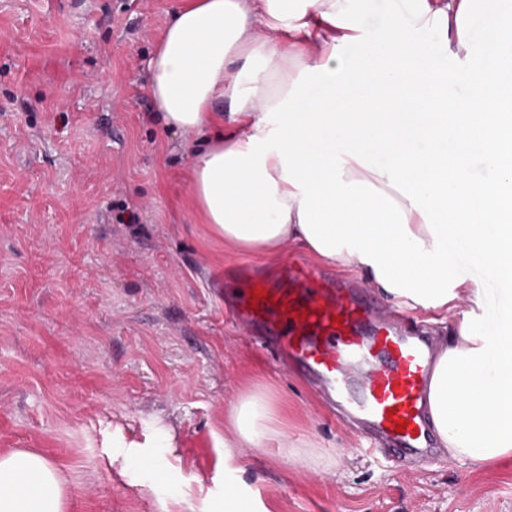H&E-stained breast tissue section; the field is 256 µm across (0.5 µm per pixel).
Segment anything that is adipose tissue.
<instances>
[{
	"instance_id": "adipose-tissue-1",
	"label": "adipose tissue",
	"mask_w": 512,
	"mask_h": 512,
	"mask_svg": "<svg viewBox=\"0 0 512 512\" xmlns=\"http://www.w3.org/2000/svg\"><path fill=\"white\" fill-rule=\"evenodd\" d=\"M433 29L458 62L450 75L429 62ZM149 68L164 125L195 137L191 203L209 239L263 258L301 247L397 305L454 322L435 339L425 420L447 461L512 460V315L484 335L482 292L448 262L454 232L512 278V0H415L410 19H390L372 42L353 0H182ZM452 80L467 95H450ZM475 155L490 179L471 177ZM282 426L274 395L241 393L224 413L225 465L234 449L273 441L291 466L327 468L317 449L289 446ZM71 509L59 465L0 453V512Z\"/></svg>"
}]
</instances>
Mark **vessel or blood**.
I'll return each mask as SVG.
<instances>
[{
  "instance_id": "b4317fda",
  "label": "vessel or blood",
  "mask_w": 512,
  "mask_h": 512,
  "mask_svg": "<svg viewBox=\"0 0 512 512\" xmlns=\"http://www.w3.org/2000/svg\"><path fill=\"white\" fill-rule=\"evenodd\" d=\"M210 281L217 297H232L243 332L314 380L346 421L366 429L370 449L386 458H435L422 424L431 368L423 330L390 320L368 289L297 261L266 271L237 266ZM257 287L267 299L253 301ZM398 419L409 422L408 431H395Z\"/></svg>"
}]
</instances>
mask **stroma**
I'll return each instance as SVG.
<instances>
[{
    "instance_id": "obj_1",
    "label": "stroma",
    "mask_w": 512,
    "mask_h": 512,
    "mask_svg": "<svg viewBox=\"0 0 512 512\" xmlns=\"http://www.w3.org/2000/svg\"><path fill=\"white\" fill-rule=\"evenodd\" d=\"M178 3L0 0V452L61 464L72 512H222L224 410L266 386L289 442L336 455L314 477L276 446L236 449L267 512H512V464L354 452L310 383L259 354L211 296L210 272L247 257L196 222L189 136L163 129L148 92ZM412 4L358 0L365 36ZM455 264L482 290L479 327L512 311V289L469 250Z\"/></svg>"
}]
</instances>
